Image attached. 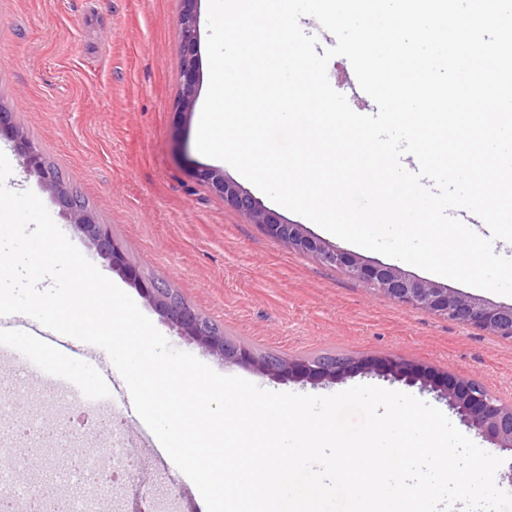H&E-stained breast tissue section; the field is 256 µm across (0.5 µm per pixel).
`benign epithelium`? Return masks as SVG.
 I'll return each instance as SVG.
<instances>
[{
    "label": "benign epithelium",
    "instance_id": "obj_1",
    "mask_svg": "<svg viewBox=\"0 0 512 512\" xmlns=\"http://www.w3.org/2000/svg\"><path fill=\"white\" fill-rule=\"evenodd\" d=\"M197 4L198 0H183V10L177 21L182 61L178 98L181 112L192 107L199 88ZM0 133L10 136L27 171L50 191L61 214L97 255L112 270L132 281L148 304L179 335L205 352L226 362L251 366L280 380L319 384L340 381L357 373H375L409 385L418 384L448 399L449 405L468 428L499 447L512 450V405L502 404L473 379L384 355L343 357L328 363L290 359L270 362L258 357L247 346L227 343L224 336L210 329L194 307L167 288L164 280L141 276L129 263L122 245L112 236L111 226L102 223L95 211L74 203L57 170L30 143L23 129L12 123L10 113L1 109ZM194 176L224 198V203L260 225L270 238L291 251L311 255L324 264L353 274L370 292L407 307L427 310L465 327L479 328L491 335L512 339V306L495 305L461 295L446 287L411 277L396 267L365 264L356 256L309 236L302 225L283 221L278 214L264 208L252 195L226 179L223 172L197 170Z\"/></svg>",
    "mask_w": 512,
    "mask_h": 512
}]
</instances>
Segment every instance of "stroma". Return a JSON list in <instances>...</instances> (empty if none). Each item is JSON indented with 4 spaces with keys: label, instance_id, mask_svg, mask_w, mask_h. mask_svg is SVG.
Wrapping results in <instances>:
<instances>
[{
    "label": "stroma",
    "instance_id": "35a3bbf8",
    "mask_svg": "<svg viewBox=\"0 0 512 512\" xmlns=\"http://www.w3.org/2000/svg\"><path fill=\"white\" fill-rule=\"evenodd\" d=\"M182 8V0H0V106L111 225L129 262L145 277L165 278L225 336L284 358L389 355L474 379L512 404V340L371 294L352 274L288 251L195 179V170L212 163L196 149L198 111L176 109ZM0 151L9 156L15 186L43 201L69 240L172 347L271 391L330 395L371 384L409 392L459 422L446 399L417 385L374 374L318 385L281 381L203 351L96 256L25 171L8 136H0ZM25 342L12 337L13 361H0V396L13 399L19 413L36 415L33 447L56 457L69 437L58 429V415L77 409L90 418L82 447L108 449L121 438L140 478L154 487L146 499L119 483L108 512H206L165 450L140 446L129 418L95 426V419L116 416L111 401H90L83 362L70 363L66 376L81 383L80 394H63L41 383L57 359L30 356Z\"/></svg>",
    "mask_w": 512,
    "mask_h": 512
}]
</instances>
